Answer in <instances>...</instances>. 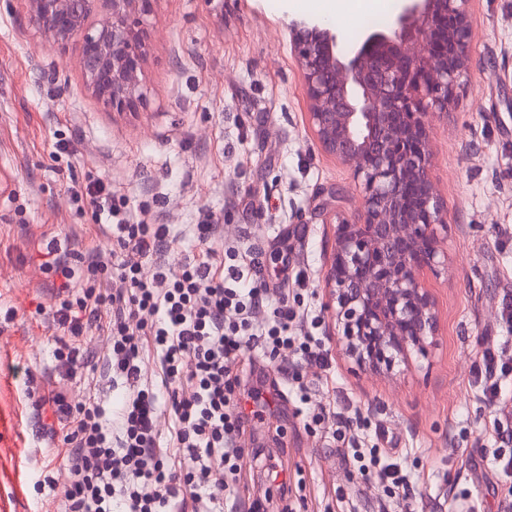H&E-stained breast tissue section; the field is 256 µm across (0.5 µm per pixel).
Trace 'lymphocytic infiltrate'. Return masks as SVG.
I'll use <instances>...</instances> for the list:
<instances>
[{
    "label": "lymphocytic infiltrate",
    "mask_w": 512,
    "mask_h": 512,
    "mask_svg": "<svg viewBox=\"0 0 512 512\" xmlns=\"http://www.w3.org/2000/svg\"><path fill=\"white\" fill-rule=\"evenodd\" d=\"M72 199L92 207L112 241V261L89 260L92 283L77 291L68 254L51 247L44 255V269L60 280L48 319L68 337L57 349L61 374L84 368L89 354L77 342L98 330L111 342L112 377L129 395L113 423L99 404H71L61 388L41 395L40 406L61 426L67 461L59 512H112L116 506L121 512H223L225 500L237 494L241 471L242 414L231 404L230 379L238 354L288 351L321 367L327 354L289 336L287 306L273 308L267 323L257 325L267 289L237 266L217 264L210 246L205 259H185L176 271L158 260L152 279L143 278L141 259H158L170 227L123 216L112 203L110 182L91 181L73 190ZM105 308L111 311L106 322ZM146 347L160 364L157 388L142 374ZM163 391L174 413L166 440L154 425Z\"/></svg>",
    "instance_id": "f902f5d3"
}]
</instances>
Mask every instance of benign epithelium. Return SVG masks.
Here are the masks:
<instances>
[{
    "instance_id": "1",
    "label": "benign epithelium",
    "mask_w": 512,
    "mask_h": 512,
    "mask_svg": "<svg viewBox=\"0 0 512 512\" xmlns=\"http://www.w3.org/2000/svg\"><path fill=\"white\" fill-rule=\"evenodd\" d=\"M24 2L44 39L78 43L85 82L105 105L143 103L154 0ZM472 2L401 0L384 29L349 45L329 25L292 29L314 135L361 186L354 219L336 222L323 288L336 349L367 372L425 355L438 333L423 276L448 263V225L429 176L430 134L469 71Z\"/></svg>"
}]
</instances>
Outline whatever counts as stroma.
<instances>
[{"mask_svg": "<svg viewBox=\"0 0 512 512\" xmlns=\"http://www.w3.org/2000/svg\"><path fill=\"white\" fill-rule=\"evenodd\" d=\"M320 22L302 0H155L144 101L117 112L88 89L77 50L46 42L23 0H0V512H56L67 480L38 397L61 383L72 402L116 410L106 337H83L88 368L60 379L46 320L47 245L112 259L72 187L108 179L134 220L167 224L163 259L224 254L287 305L291 331L328 352L244 350L233 401L244 413L242 482L254 512H503L512 478V378L485 405L475 372L486 351L512 355V0H475L471 69L434 121L430 176L447 207L450 269L427 275L440 322L428 358L391 374L362 371L336 349L322 279L335 216L353 218L351 170L324 153L289 29ZM74 155L53 156L55 141ZM219 224L212 245L197 237ZM377 449L411 475L410 493L361 477L351 449Z\"/></svg>", "mask_w": 512, "mask_h": 512, "instance_id": "stroma-1", "label": "stroma"}]
</instances>
